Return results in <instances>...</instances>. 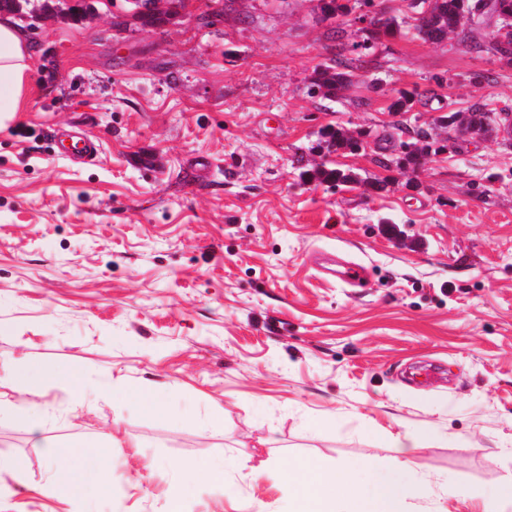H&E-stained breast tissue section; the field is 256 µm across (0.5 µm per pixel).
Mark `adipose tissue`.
<instances>
[{"instance_id": "adipose-tissue-1", "label": "adipose tissue", "mask_w": 512, "mask_h": 512, "mask_svg": "<svg viewBox=\"0 0 512 512\" xmlns=\"http://www.w3.org/2000/svg\"><path fill=\"white\" fill-rule=\"evenodd\" d=\"M28 49L22 33L9 19H0V118L19 112L21 96L27 80ZM0 372L13 384L16 398L7 411L15 422L28 424L33 411L43 408L42 382L50 373L42 364H6ZM48 460L54 461L58 481L73 497H81L86 489L98 483L103 472L102 452L98 442L85 443L65 463H56V452L45 448ZM283 482L295 512H332L335 495H343L350 512H408L407 500L412 494L432 496L442 490L444 479L418 481L411 466L384 473L369 461L337 465L335 471H323L316 462L305 461L285 470Z\"/></svg>"}]
</instances>
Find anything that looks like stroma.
Wrapping results in <instances>:
<instances>
[{
  "label": "stroma",
  "instance_id": "35a3bbf8",
  "mask_svg": "<svg viewBox=\"0 0 512 512\" xmlns=\"http://www.w3.org/2000/svg\"><path fill=\"white\" fill-rule=\"evenodd\" d=\"M82 2L12 16L31 91L0 127V359L79 376L85 407L50 379L34 429L0 420L22 465L0 512H169L178 487L181 512H293L284 470L359 459L447 478L412 512H486L512 481V58L473 50L490 29L423 41L413 0H342L329 19L320 0H161L152 25L127 0ZM374 13L394 21L374 66L310 95ZM476 106L487 132L441 122ZM53 127L97 141V161L51 152ZM339 128L363 149L328 147ZM418 128L445 150L377 165ZM325 256L366 265L368 287L323 279ZM117 378L160 391L167 416L101 398ZM109 433L100 490L31 493L52 481L36 441L65 458ZM407 433L417 447H394ZM221 459L223 485L182 487L187 464Z\"/></svg>",
  "mask_w": 512,
  "mask_h": 512
}]
</instances>
